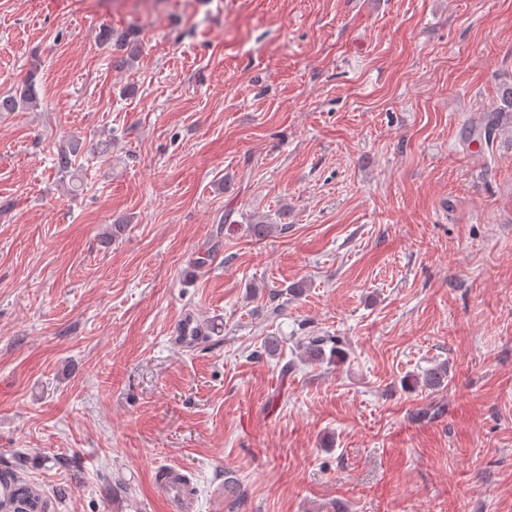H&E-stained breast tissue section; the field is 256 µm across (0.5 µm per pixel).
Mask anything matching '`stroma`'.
<instances>
[{
	"label": "stroma",
	"instance_id": "stroma-1",
	"mask_svg": "<svg viewBox=\"0 0 512 512\" xmlns=\"http://www.w3.org/2000/svg\"><path fill=\"white\" fill-rule=\"evenodd\" d=\"M133 25L115 70L99 31ZM31 74L0 114V463L54 512H167L164 465L196 512H512V134L478 138L512 0H0V94ZM113 39L116 40L117 47L122 54L117 56L115 61L112 63L116 68H125L136 59L138 54L139 41L137 38V32L133 28H128L125 33L115 37L112 30L104 29L101 34L102 42L105 44H112ZM36 100L35 75L31 74L21 86L14 88L6 95H0V112H15L20 107L35 104ZM155 483L169 503L170 510L189 512L195 510L189 493V479L176 466H162L155 472Z\"/></svg>",
	"mask_w": 512,
	"mask_h": 512
}]
</instances>
